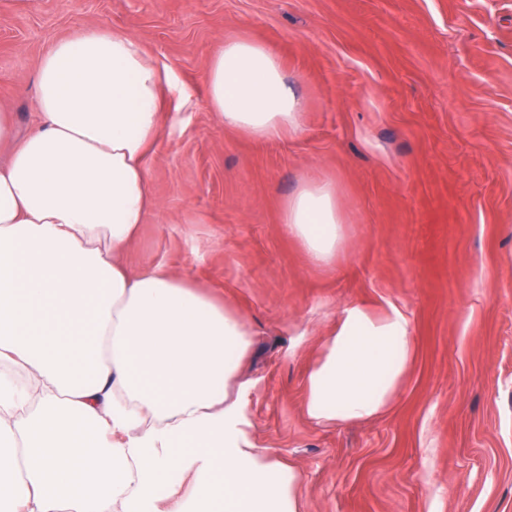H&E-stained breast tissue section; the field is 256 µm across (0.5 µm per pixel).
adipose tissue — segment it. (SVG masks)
<instances>
[{"label":"adipose tissue","instance_id":"obj_1","mask_svg":"<svg viewBox=\"0 0 512 512\" xmlns=\"http://www.w3.org/2000/svg\"><path fill=\"white\" fill-rule=\"evenodd\" d=\"M172 84L133 35L79 30L39 61L38 127L18 136L0 110V512H298L300 469L247 430L244 316L163 264L123 262L157 206L146 160ZM206 93L253 138L300 128L258 42L225 41ZM282 222L310 264L330 263L334 185L303 183ZM411 349L399 309L344 308L305 376L308 420L379 416Z\"/></svg>","mask_w":512,"mask_h":512}]
</instances>
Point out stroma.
<instances>
[{"label": "stroma", "instance_id": "1", "mask_svg": "<svg viewBox=\"0 0 512 512\" xmlns=\"http://www.w3.org/2000/svg\"><path fill=\"white\" fill-rule=\"evenodd\" d=\"M94 27L137 37L185 95L126 260L247 318L249 432L300 467L299 512H512V0H0L19 133L40 58ZM237 38L279 57L300 131L255 139L209 108L207 62ZM310 178L343 221L321 267L281 222ZM349 304L407 316L409 368L381 415L319 428L305 375Z\"/></svg>", "mask_w": 512, "mask_h": 512}]
</instances>
